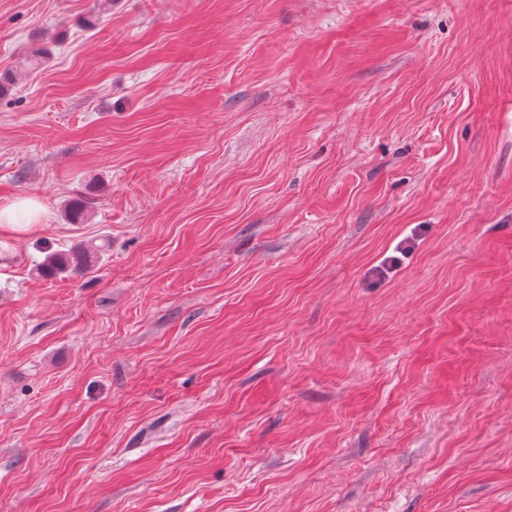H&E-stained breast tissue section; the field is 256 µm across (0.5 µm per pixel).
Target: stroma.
Returning a JSON list of instances; mask_svg holds the SVG:
<instances>
[{"label": "stroma", "mask_w": 512, "mask_h": 512, "mask_svg": "<svg viewBox=\"0 0 512 512\" xmlns=\"http://www.w3.org/2000/svg\"><path fill=\"white\" fill-rule=\"evenodd\" d=\"M26 199L0 512H512V0H0ZM98 251L80 246L66 253H52L42 263L43 271L47 276H56L68 271L89 268L97 259Z\"/></svg>", "instance_id": "obj_1"}]
</instances>
